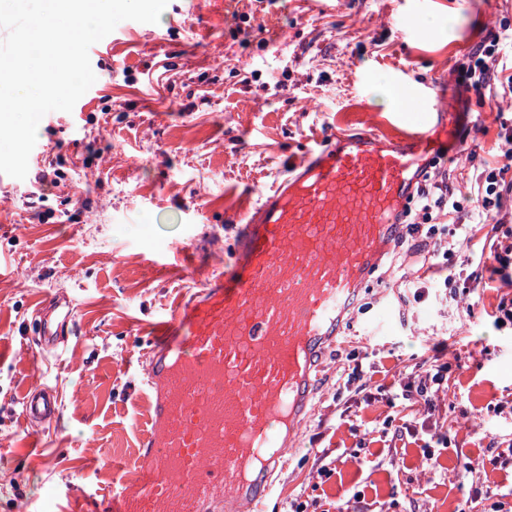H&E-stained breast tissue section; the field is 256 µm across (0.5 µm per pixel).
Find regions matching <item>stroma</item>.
Returning a JSON list of instances; mask_svg holds the SVG:
<instances>
[{"label":"stroma","instance_id":"1","mask_svg":"<svg viewBox=\"0 0 512 512\" xmlns=\"http://www.w3.org/2000/svg\"><path fill=\"white\" fill-rule=\"evenodd\" d=\"M171 0L158 23L126 20L91 46L94 84L72 112L40 121L25 179L0 183V512H94L133 466L145 427L141 353L152 325L205 276L228 267L236 213L336 133L422 129L455 114L466 150L440 158L463 197L506 151L512 92L466 86L479 46L512 30V0ZM454 14L440 31L434 18ZM414 109H389L380 80ZM66 184L37 186L47 160ZM41 189L33 210L28 198ZM498 229L471 248L512 243V170ZM47 221H40L38 212ZM482 258L423 297L399 293L395 263L359 294L348 342L323 357L312 411L265 512H460L469 490L512 504V267ZM66 291L76 303L61 357L32 334L33 311ZM446 342L447 389L432 409L401 384ZM368 381L358 392L348 373ZM56 387L57 422L32 436L24 392ZM448 445L427 453L431 432ZM472 470H465L464 462Z\"/></svg>","mask_w":512,"mask_h":512}]
</instances>
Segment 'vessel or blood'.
<instances>
[{
    "label": "vessel or blood",
    "instance_id": "obj_1",
    "mask_svg": "<svg viewBox=\"0 0 512 512\" xmlns=\"http://www.w3.org/2000/svg\"><path fill=\"white\" fill-rule=\"evenodd\" d=\"M440 145L430 129L334 139L240 214L232 272L154 327L140 382L149 428L107 512H261L322 357L346 335ZM40 314L41 345L60 355L73 303L53 297ZM58 417L52 386L24 394L25 424Z\"/></svg>",
    "mask_w": 512,
    "mask_h": 512
}]
</instances>
